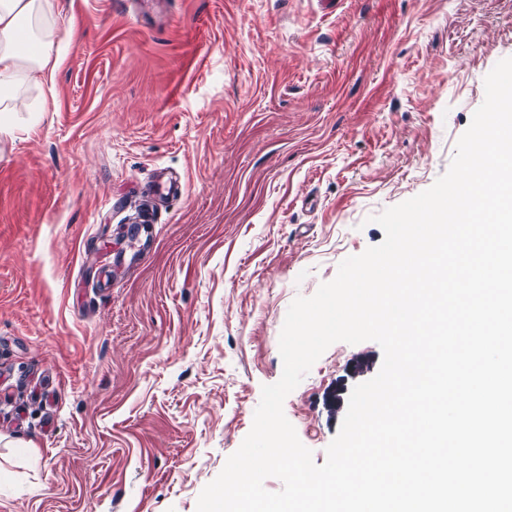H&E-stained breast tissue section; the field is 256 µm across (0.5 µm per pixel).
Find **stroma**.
I'll return each mask as SVG.
<instances>
[{"mask_svg":"<svg viewBox=\"0 0 512 512\" xmlns=\"http://www.w3.org/2000/svg\"><path fill=\"white\" fill-rule=\"evenodd\" d=\"M51 2L0 137V512H196L292 301L448 170L512 0ZM382 360L333 343L285 398L316 464Z\"/></svg>","mask_w":512,"mask_h":512,"instance_id":"stroma-1","label":"stroma"}]
</instances>
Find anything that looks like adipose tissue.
<instances>
[{
    "mask_svg": "<svg viewBox=\"0 0 512 512\" xmlns=\"http://www.w3.org/2000/svg\"><path fill=\"white\" fill-rule=\"evenodd\" d=\"M49 10V0H0V135L11 134L12 114L27 108L18 87L54 79L58 60L50 48Z\"/></svg>",
    "mask_w": 512,
    "mask_h": 512,
    "instance_id": "obj_1",
    "label": "adipose tissue"
}]
</instances>
